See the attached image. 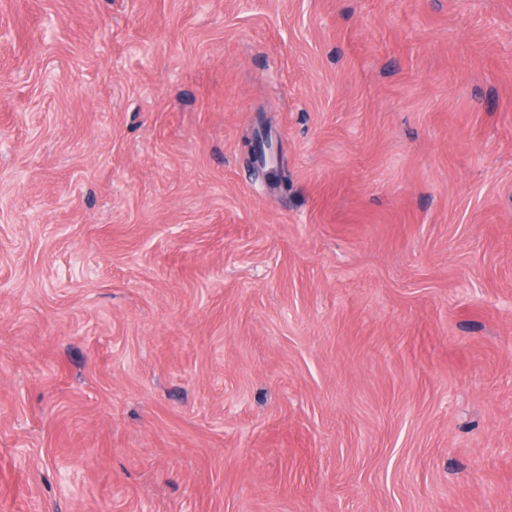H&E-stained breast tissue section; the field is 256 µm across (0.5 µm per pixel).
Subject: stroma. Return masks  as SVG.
I'll use <instances>...</instances> for the list:
<instances>
[{
  "label": "stroma",
  "mask_w": 512,
  "mask_h": 512,
  "mask_svg": "<svg viewBox=\"0 0 512 512\" xmlns=\"http://www.w3.org/2000/svg\"><path fill=\"white\" fill-rule=\"evenodd\" d=\"M0 512H512V0H0Z\"/></svg>",
  "instance_id": "35a3bbf8"
}]
</instances>
